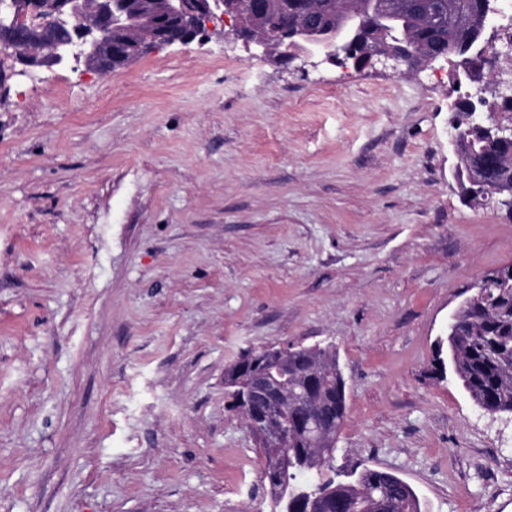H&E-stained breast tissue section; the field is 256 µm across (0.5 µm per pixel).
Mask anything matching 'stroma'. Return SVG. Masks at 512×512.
Returning a JSON list of instances; mask_svg holds the SVG:
<instances>
[{
  "label": "stroma",
  "instance_id": "1",
  "mask_svg": "<svg viewBox=\"0 0 512 512\" xmlns=\"http://www.w3.org/2000/svg\"><path fill=\"white\" fill-rule=\"evenodd\" d=\"M0 103V512H269L224 371L334 344L337 466L422 512H512V417L432 378L448 315L512 263L466 203L446 64L395 76L229 34Z\"/></svg>",
  "mask_w": 512,
  "mask_h": 512
}]
</instances>
